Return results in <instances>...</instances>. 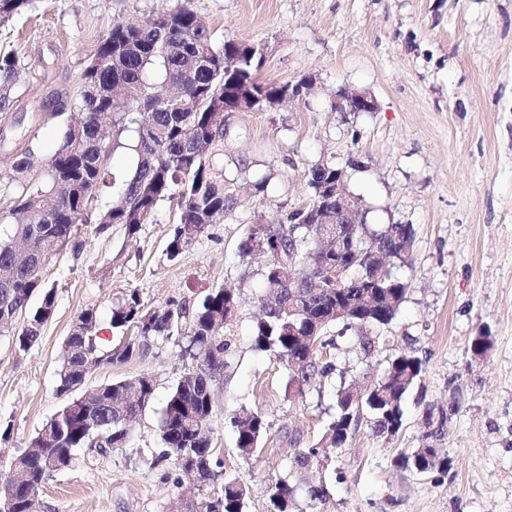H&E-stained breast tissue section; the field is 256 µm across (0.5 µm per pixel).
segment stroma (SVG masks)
<instances>
[{
	"label": "stroma",
	"mask_w": 512,
	"mask_h": 512,
	"mask_svg": "<svg viewBox=\"0 0 512 512\" xmlns=\"http://www.w3.org/2000/svg\"><path fill=\"white\" fill-rule=\"evenodd\" d=\"M188 4L215 43L258 45L260 80L312 78L302 100L264 111L232 112L214 142L209 174L234 200L223 218L177 260L166 254L179 212L164 202L136 237L114 226L83 228L76 246L49 271L55 311L24 353L0 336V462L19 455L60 408L57 371L78 314L96 308L109 347L125 343L109 328L112 303L138 290L144 304L196 302L214 288L240 289L230 327L232 366L215 385L210 439L227 474L249 489L245 512H269L271 486L288 478L295 512H512V0H41L37 11L0 26V52L24 61L9 119L27 118L52 97L75 98L85 67L120 21H143ZM366 91L373 112H339L338 89ZM345 171L368 223L409 224L407 266H391L408 291L385 341L359 359L353 335L340 338L336 373L305 395L287 387L280 361L251 346L259 315L262 259L241 260L249 225L286 220L308 204L310 170ZM492 346L473 358L480 327ZM416 351L420 382L405 401L403 426L390 438L361 418L322 468L292 471L295 451L316 443L333 413L341 381L380 377L395 354ZM177 339H157L147 357L91 370L84 389L150 375L155 400L131 426L126 447L80 448L72 467L50 475L42 512H172L174 480L151 459L161 450L160 411L187 367ZM460 403L438 442L448 472L397 467L419 447L426 404ZM265 415L269 429L248 456L235 445L230 417ZM323 484V500L307 486Z\"/></svg>",
	"instance_id": "1"
}]
</instances>
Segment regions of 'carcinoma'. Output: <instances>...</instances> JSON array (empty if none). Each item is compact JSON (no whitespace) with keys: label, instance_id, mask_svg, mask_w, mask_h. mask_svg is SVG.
I'll return each instance as SVG.
<instances>
[{"label":"carcinoma","instance_id":"cac0c4a2","mask_svg":"<svg viewBox=\"0 0 512 512\" xmlns=\"http://www.w3.org/2000/svg\"><path fill=\"white\" fill-rule=\"evenodd\" d=\"M33 8L35 0H0V25ZM234 47L233 40L215 47L209 29L187 6L138 24L118 22L84 70L80 95L60 100L54 111L39 115L43 124L68 111L80 113L82 120L77 131L72 123L66 124L62 143L46 160L44 177L28 178L41 161L32 146L21 145L13 151L12 173L7 177V185L16 186L7 211L13 222L10 232L0 236V336H10L16 350L24 352L38 340L55 304V290L48 285L46 273L33 276L16 263L20 249L51 263L72 245L79 224H93L98 233L120 225L127 236L134 237L151 221L160 203L174 201L180 223L166 249L173 260L189 251L195 239L234 205L211 180L206 164L208 150L223 135L216 113L224 109V93L238 83H248L271 99L282 89L258 81L255 64L244 56L239 65L224 70V55ZM24 70V62L16 55L0 54L1 113L16 103ZM148 72L161 75L180 91L177 107L165 112L154 108L158 90L145 79ZM107 122L123 130L134 126L136 136L127 145L134 166L112 204L96 211L94 201L110 184ZM334 176L336 166L332 164L311 170L309 205L316 203L322 182ZM300 218L301 213L293 212L285 224L273 220L260 238L249 228L238 244V253L253 259L260 244L270 246L261 270V316L252 326V347L280 360L288 370V385L303 395L318 378L336 371V365L322 361V355L337 349V339L352 325V320L336 317L337 305H357L369 292L376 307L368 313L366 328L380 331L396 319L407 284L373 270L365 277L358 260L363 252L374 250L392 262L407 264L413 229L409 224L379 229H366L362 224H301ZM35 296L40 303L33 307ZM238 309V295L224 288L207 293L192 307L170 303L160 309L146 307L137 291L131 290L112 307L110 324L116 330L132 332L133 338L115 351L103 349L98 341L92 348L97 363L112 365L146 357L151 342L158 338L176 336L185 342L184 355L193 364L180 375L161 409L163 449L155 457L154 467L165 479L178 469L180 458L197 463L200 479L208 484L223 468L212 452L208 433L214 416L213 388L224 377L232 355L231 339L224 335V328L237 319ZM23 314L26 319L20 327L18 320ZM99 331L96 309L87 308L77 316L64 343L70 354L64 356L58 370L56 392L66 396L65 403L15 457L27 480L13 491L10 512H28L30 495L39 491L52 473L69 468L76 449L126 447L130 439L127 422L153 403L155 385L147 374L73 396L86 373L82 338ZM491 345L490 331L482 327L473 337L470 351L482 354ZM423 371L422 360L403 351L379 379L363 385L355 380L341 383L324 434L317 443L294 453L290 469L312 467L323 461L325 449L346 444L354 428V397L369 414L375 435L397 434L403 425L404 400ZM458 408L456 400L448 402L446 409L426 406L423 422L428 431L422 435V444L400 454L397 466L447 471L450 460L439 454L436 440L446 426L447 412ZM231 424L236 447L244 455L258 447L268 430L264 415L245 409L231 417ZM248 494L244 484L226 475L219 494L197 493L194 512H244ZM270 506V512H293L294 488L288 479L272 487Z\"/></svg>","mask_w":512,"mask_h":512}]
</instances>
